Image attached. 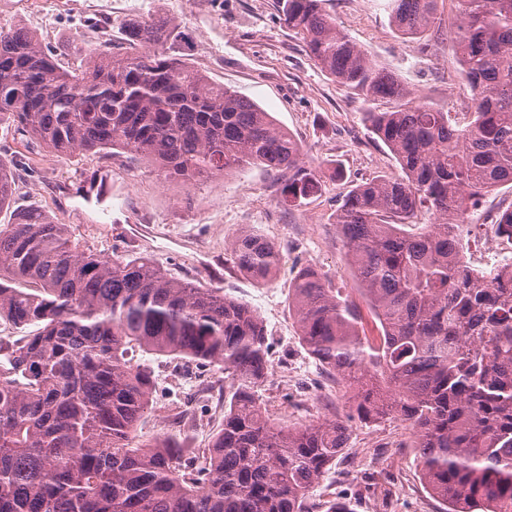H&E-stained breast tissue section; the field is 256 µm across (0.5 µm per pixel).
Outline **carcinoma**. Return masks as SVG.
I'll use <instances>...</instances> for the list:
<instances>
[{"label": "carcinoma", "mask_w": 512, "mask_h": 512, "mask_svg": "<svg viewBox=\"0 0 512 512\" xmlns=\"http://www.w3.org/2000/svg\"><path fill=\"white\" fill-rule=\"evenodd\" d=\"M288 29L336 82L367 103L369 131L402 175L354 187L336 214L346 263L381 329L360 331L357 303L303 269L291 307L302 341L336 373L355 412L271 425L260 390L269 345L247 305L180 281L148 256L102 257L71 227L31 209L0 226V512H309L307 498L346 448L349 423L399 415L415 433L421 478L442 512H512V263L476 273L460 255L467 214L512 185V0H456L453 50L471 91L460 119L418 104L321 0H281ZM437 0H387L420 49ZM130 50L104 44L79 70L19 24L0 23V127L67 156L122 150L186 187L248 165L285 176L296 203L318 191L302 146L254 102L163 47L167 18L128 24ZM14 161L0 156V211ZM437 216L416 233L418 212ZM237 268L272 277L278 249L253 232L231 242ZM138 347L216 368L232 380L224 424L201 456L188 427L134 444L153 376Z\"/></svg>", "instance_id": "obj_1"}]
</instances>
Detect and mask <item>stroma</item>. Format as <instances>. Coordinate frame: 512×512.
I'll return each instance as SVG.
<instances>
[{"instance_id":"1","label":"stroma","mask_w":512,"mask_h":512,"mask_svg":"<svg viewBox=\"0 0 512 512\" xmlns=\"http://www.w3.org/2000/svg\"><path fill=\"white\" fill-rule=\"evenodd\" d=\"M322 8L372 58L397 71L418 100L453 113L469 111L470 91L449 39L455 0H437L441 34L424 54L395 30L386 0H322ZM154 14L179 25L172 53L270 112L303 146L304 162L321 176L320 190L287 208L280 202L281 174L261 166L187 189L159 179L145 160L121 151L58 155L1 131L0 155L17 165L12 203L0 210V224L40 208L70 225L81 245L93 251L146 255L176 279L223 289L260 316L270 364H288L293 374L289 387L272 375L264 383L270 421L293 426L346 414L349 406L339 387L300 340L290 308L293 287L299 270L312 266L333 287L361 300L346 266L336 209L356 184L398 176L400 168L388 148L369 137L362 101L322 71L288 30L279 0H70L64 7L54 0H0L1 22L26 26L74 68L87 47L106 41L113 51H125L129 20ZM101 169L112 173V197L99 204L83 197L80 183ZM244 231L278 247L281 261L270 281H256L235 266L230 243ZM134 358L149 363L155 377L139 443L171 432L163 407L178 398L197 421L190 447L207 448L224 422V410L217 398L198 396L180 382L189 378L204 385L219 377V370L139 351ZM412 439L409 425L394 416L353 422L345 453L315 486L313 503L344 500L352 512H441L421 480Z\"/></svg>"}]
</instances>
